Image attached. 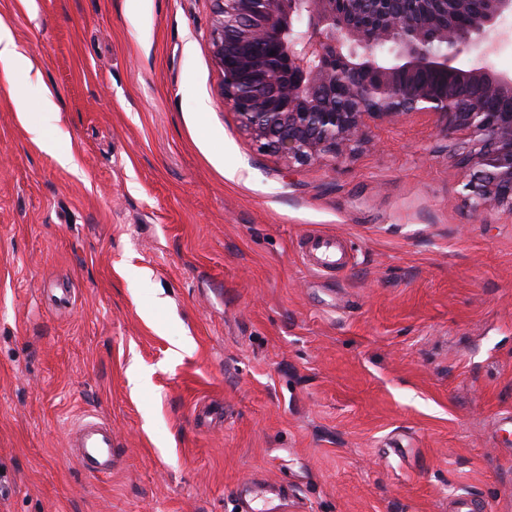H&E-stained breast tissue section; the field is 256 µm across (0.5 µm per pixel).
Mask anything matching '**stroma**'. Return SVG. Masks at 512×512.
<instances>
[{
	"instance_id": "35a3bbf8",
	"label": "stroma",
	"mask_w": 512,
	"mask_h": 512,
	"mask_svg": "<svg viewBox=\"0 0 512 512\" xmlns=\"http://www.w3.org/2000/svg\"><path fill=\"white\" fill-rule=\"evenodd\" d=\"M0 21L78 167L0 72V512H237V486L281 484L304 512H512V213L471 212L434 116L289 168L224 106L211 0H0ZM313 234L345 270L305 265ZM87 415L112 473L69 446ZM27 131L31 140L36 143L40 149L51 155L57 164L68 171L77 172L78 168L70 150L61 149L54 141L46 139L42 125H30Z\"/></svg>"
}]
</instances>
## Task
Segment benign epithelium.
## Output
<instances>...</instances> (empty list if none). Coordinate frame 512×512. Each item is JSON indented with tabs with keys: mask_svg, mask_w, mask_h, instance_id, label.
Masks as SVG:
<instances>
[{
	"mask_svg": "<svg viewBox=\"0 0 512 512\" xmlns=\"http://www.w3.org/2000/svg\"><path fill=\"white\" fill-rule=\"evenodd\" d=\"M211 46L224 106L260 150L286 166L344 158L375 122L437 118L461 136L472 212L512 213V74L492 71L498 20L512 0H212ZM476 49L466 69L461 54ZM431 74L479 94L440 95ZM508 106L488 112L486 98Z\"/></svg>",
	"mask_w": 512,
	"mask_h": 512,
	"instance_id": "obj_1",
	"label": "benign epithelium"
}]
</instances>
